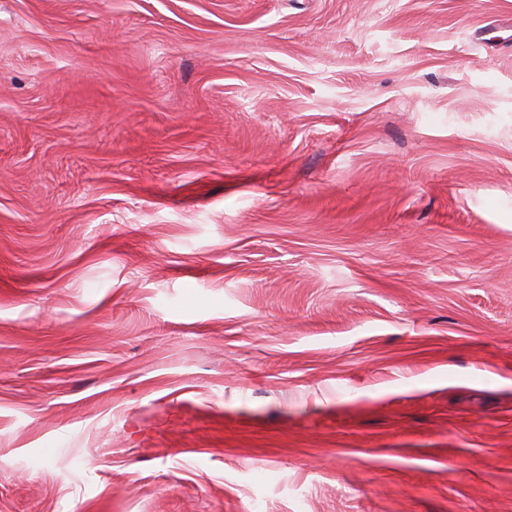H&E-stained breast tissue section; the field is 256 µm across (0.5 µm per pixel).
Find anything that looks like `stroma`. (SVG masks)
<instances>
[{"label":"stroma","mask_w":512,"mask_h":512,"mask_svg":"<svg viewBox=\"0 0 512 512\" xmlns=\"http://www.w3.org/2000/svg\"><path fill=\"white\" fill-rule=\"evenodd\" d=\"M0 512H512V0H0Z\"/></svg>","instance_id":"1"}]
</instances>
